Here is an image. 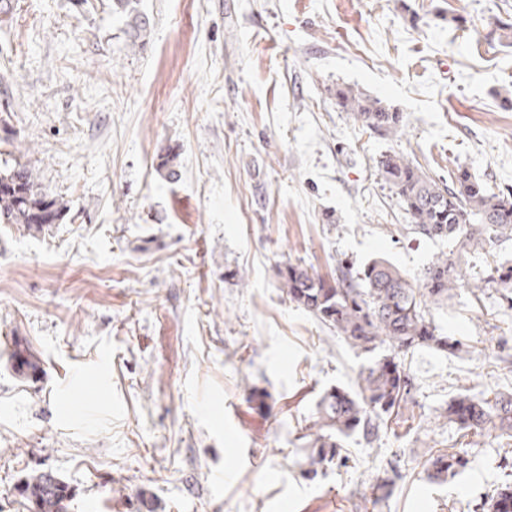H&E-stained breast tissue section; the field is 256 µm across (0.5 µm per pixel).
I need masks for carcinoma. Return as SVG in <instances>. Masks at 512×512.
<instances>
[{
    "instance_id": "carcinoma-1",
    "label": "carcinoma",
    "mask_w": 512,
    "mask_h": 512,
    "mask_svg": "<svg viewBox=\"0 0 512 512\" xmlns=\"http://www.w3.org/2000/svg\"><path fill=\"white\" fill-rule=\"evenodd\" d=\"M137 0H112V11L126 19L132 36H146L150 19L137 10ZM336 106L350 112L381 138L402 130L403 115L378 98L352 87L336 88ZM179 154L167 150L157 171L166 180L178 178ZM378 169L395 190L411 219L412 233L429 239H453L456 250L436 257L421 275L411 278L391 262L378 259L362 271L342 265L327 281L311 269L288 267L282 288L288 299L336 332L350 348L373 356L357 374L356 387L336 388L320 402V433L311 439L310 465H326L339 457L344 439L355 433L372 443L399 415L412 387L404 357L421 347L438 351L461 350L442 335L429 318L430 308L469 286L459 271L461 259L475 250H490L512 237V191H494L488 183L458 170L446 185L426 175L400 153L380 157ZM70 211L61 195L46 192L37 172L26 163L0 168V224H16L40 232L60 224ZM486 283L512 293V266L495 265ZM15 374L33 378L41 363L22 339L14 338L10 354ZM448 422L473 433L499 432L512 439V393L492 391L479 398L459 395L448 402ZM469 465L463 450L434 453L428 461V478L447 482ZM28 512H69L74 492L50 471H35L16 486ZM480 512H512V484L506 483L477 504Z\"/></svg>"
}]
</instances>
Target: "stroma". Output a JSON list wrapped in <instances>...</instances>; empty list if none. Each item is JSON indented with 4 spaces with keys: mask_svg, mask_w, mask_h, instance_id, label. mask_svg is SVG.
Segmentation results:
<instances>
[{
    "mask_svg": "<svg viewBox=\"0 0 512 512\" xmlns=\"http://www.w3.org/2000/svg\"><path fill=\"white\" fill-rule=\"evenodd\" d=\"M0 14V167L70 202L42 233L0 224V512L49 470L71 512H473L512 479V439L448 422L454 396L512 392V301L498 286L432 308L462 351L405 358V420L310 473L318 405L365 364L291 303L281 272L333 278L449 252L411 233L377 169L397 152L447 184L512 189V0H11ZM351 86L402 112L399 137L336 106ZM180 177L156 172L166 149ZM42 363L9 365L14 337ZM468 469L429 482L430 449ZM133 4H137V0H113L112 11L126 19V25L134 38L145 37L150 27V19Z\"/></svg>",
    "mask_w": 512,
    "mask_h": 512,
    "instance_id": "stroma-1",
    "label": "stroma"
}]
</instances>
